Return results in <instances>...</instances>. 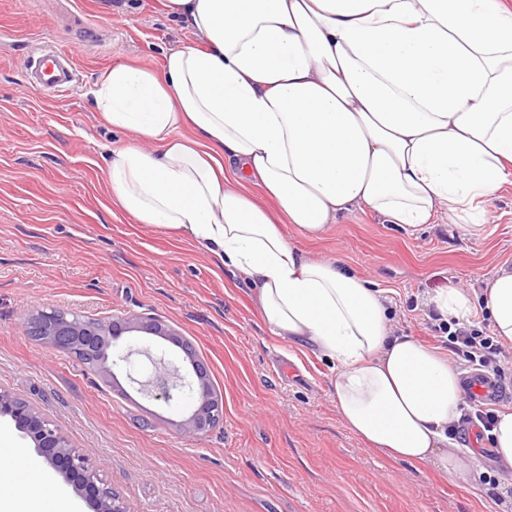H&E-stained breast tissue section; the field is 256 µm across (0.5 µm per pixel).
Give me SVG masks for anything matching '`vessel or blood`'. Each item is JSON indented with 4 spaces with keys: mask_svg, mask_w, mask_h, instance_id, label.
<instances>
[{
    "mask_svg": "<svg viewBox=\"0 0 512 512\" xmlns=\"http://www.w3.org/2000/svg\"><path fill=\"white\" fill-rule=\"evenodd\" d=\"M26 70L31 87L45 95H59L74 87L75 59L72 51L62 48H43L30 51ZM468 391L486 402L495 401L500 393L497 381L486 374L470 376Z\"/></svg>",
    "mask_w": 512,
    "mask_h": 512,
    "instance_id": "1",
    "label": "vessel or blood"
}]
</instances>
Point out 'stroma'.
<instances>
[{"label": "stroma", "instance_id": "obj_1", "mask_svg": "<svg viewBox=\"0 0 512 512\" xmlns=\"http://www.w3.org/2000/svg\"><path fill=\"white\" fill-rule=\"evenodd\" d=\"M59 2L0 0V389L58 424L131 512H479L456 479L366 448L336 413L332 362L272 336L223 259L114 205L104 148L133 136L103 122L92 92L113 66L160 69L193 34L159 0H70L66 14ZM44 42L75 56L78 81L56 100L28 85L26 58ZM484 220L468 238L440 217L404 228L358 211L293 240L389 289L398 330L433 346L427 296L451 283L477 291L512 265V184ZM52 308L174 328L208 369L220 422L185 437L191 402L155 400L124 370L105 378L32 340L21 315ZM0 432L47 490L93 512L10 418Z\"/></svg>", "mask_w": 512, "mask_h": 512}]
</instances>
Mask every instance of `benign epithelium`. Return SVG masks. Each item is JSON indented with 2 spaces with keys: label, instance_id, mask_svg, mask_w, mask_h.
Segmentation results:
<instances>
[{
  "label": "benign epithelium",
  "instance_id": "obj_1",
  "mask_svg": "<svg viewBox=\"0 0 512 512\" xmlns=\"http://www.w3.org/2000/svg\"><path fill=\"white\" fill-rule=\"evenodd\" d=\"M22 324L27 327L28 334L43 337L44 342L56 349L83 354L106 376L112 375L114 368H124L130 374L129 380L154 399L169 404L186 393H197L196 406L181 424L182 433L187 437L206 434L220 420L222 402L209 386L206 369L193 357L188 342L165 325L149 322L136 314L107 322H92L58 310L25 313ZM134 331L159 336L180 348L191 369L183 372L163 358L153 357L152 376L145 380L131 376L136 352L114 353L112 348L120 336ZM0 416L10 417L15 426L32 439L36 451L93 504L94 512H128L89 467L86 454L73 449L58 426L38 410L0 390Z\"/></svg>",
  "mask_w": 512,
  "mask_h": 512
}]
</instances>
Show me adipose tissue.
<instances>
[{
  "mask_svg": "<svg viewBox=\"0 0 512 512\" xmlns=\"http://www.w3.org/2000/svg\"><path fill=\"white\" fill-rule=\"evenodd\" d=\"M200 35L160 72L118 65L94 92L137 144L107 152L121 209L187 230L248 287L282 343L335 363L336 411L367 447L472 480L450 430L461 374L390 326L385 289L290 241L368 210L411 228L479 210L512 181V5L506 0H163ZM190 128L191 137L180 136ZM495 336L512 343V265L484 280ZM429 304L467 322L470 296ZM0 512H73L34 486Z\"/></svg>",
  "mask_w": 512,
  "mask_h": 512,
  "instance_id": "1",
  "label": "adipose tissue"
}]
</instances>
